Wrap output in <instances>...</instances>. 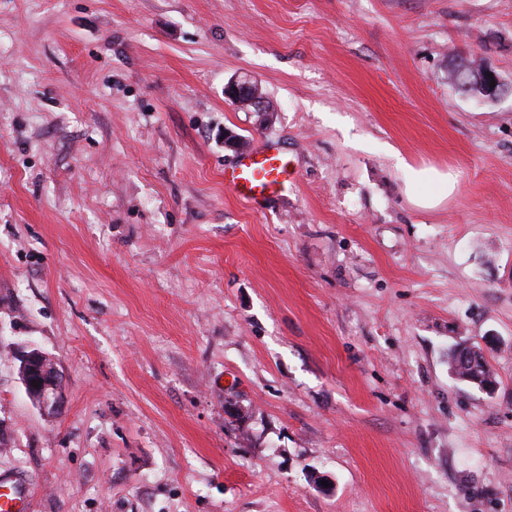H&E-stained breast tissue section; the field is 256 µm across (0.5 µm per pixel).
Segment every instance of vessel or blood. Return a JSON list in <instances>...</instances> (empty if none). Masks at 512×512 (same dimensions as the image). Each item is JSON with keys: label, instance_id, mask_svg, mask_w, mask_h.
<instances>
[{"label": "vessel or blood", "instance_id": "obj_1", "mask_svg": "<svg viewBox=\"0 0 512 512\" xmlns=\"http://www.w3.org/2000/svg\"><path fill=\"white\" fill-rule=\"evenodd\" d=\"M288 155L269 143L241 154L224 168V182L243 201L257 204L288 189ZM28 491L13 480H0V512H24Z\"/></svg>", "mask_w": 512, "mask_h": 512}]
</instances>
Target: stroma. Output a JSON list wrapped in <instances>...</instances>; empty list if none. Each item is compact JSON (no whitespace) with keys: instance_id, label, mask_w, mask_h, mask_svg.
I'll return each mask as SVG.
<instances>
[{"instance_id":"stroma-1","label":"stroma","mask_w":512,"mask_h":512,"mask_svg":"<svg viewBox=\"0 0 512 512\" xmlns=\"http://www.w3.org/2000/svg\"><path fill=\"white\" fill-rule=\"evenodd\" d=\"M262 141L293 179L254 205L224 167ZM1 476L28 512H512V0H0ZM479 67L480 65L475 63L474 58L461 59L459 63H456L450 69H448V80L458 87V84L455 82L457 71L460 69L473 70ZM488 74H491L492 78H488ZM492 80H495L494 88H490V82ZM478 86L482 90V94L486 96V100H496L504 92V84L500 77L487 64L486 66L481 64L480 76L478 77ZM251 82L250 78L236 77L226 86L225 95L236 106L247 112H263L265 107L264 100L249 95ZM454 179L450 174H436L431 185L416 190L412 185L407 188L410 201L418 207L432 208L448 197L454 188ZM40 348L27 346L18 357L19 376L25 393L44 414H56L64 403L63 375L57 361ZM36 380L39 387H33ZM448 364L458 380L478 388L489 387L497 382L480 350L473 352L470 348H462L453 351L448 358Z\"/></svg>"}]
</instances>
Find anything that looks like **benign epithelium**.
Here are the masks:
<instances>
[{
  "label": "benign epithelium",
  "instance_id": "1",
  "mask_svg": "<svg viewBox=\"0 0 512 512\" xmlns=\"http://www.w3.org/2000/svg\"><path fill=\"white\" fill-rule=\"evenodd\" d=\"M495 86H490V82ZM478 86L488 100H495L504 92L500 77L489 66L480 67ZM251 79L236 77L225 88V95L236 106L252 112L264 110L262 99L249 95ZM19 376L25 393L36 407L46 415L57 413L64 403L63 375L56 360H48V355L40 348L28 346L18 357ZM39 386H33V383Z\"/></svg>",
  "mask_w": 512,
  "mask_h": 512
}]
</instances>
